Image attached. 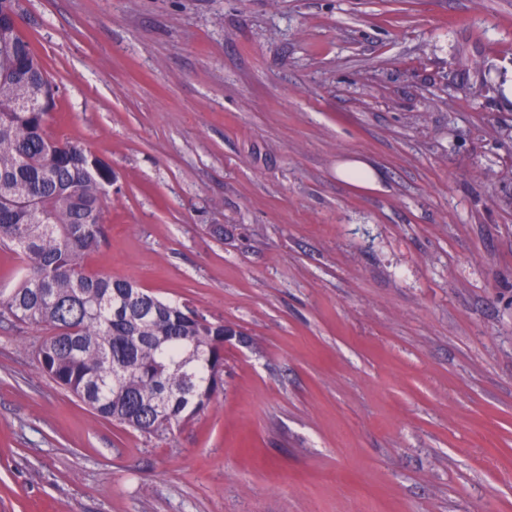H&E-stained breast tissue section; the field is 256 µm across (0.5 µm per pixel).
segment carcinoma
<instances>
[{"instance_id":"cac0c4a2","label":"carcinoma","mask_w":512,"mask_h":512,"mask_svg":"<svg viewBox=\"0 0 512 512\" xmlns=\"http://www.w3.org/2000/svg\"><path fill=\"white\" fill-rule=\"evenodd\" d=\"M21 10L0 0V246L24 269L0 290V319L47 330L40 369L97 416L159 435L223 390L230 326L87 268L106 240L112 168L82 141L50 135L56 88L13 21Z\"/></svg>"}]
</instances>
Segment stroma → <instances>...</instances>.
I'll use <instances>...</instances> for the list:
<instances>
[{"mask_svg": "<svg viewBox=\"0 0 512 512\" xmlns=\"http://www.w3.org/2000/svg\"><path fill=\"white\" fill-rule=\"evenodd\" d=\"M22 5L112 169L88 268L244 338L148 436L0 320V512H512V0ZM337 176L343 181L354 183L364 188H375V170L366 162L361 160L347 161L339 165L336 170Z\"/></svg>", "mask_w": 512, "mask_h": 512, "instance_id": "1", "label": "stroma"}]
</instances>
